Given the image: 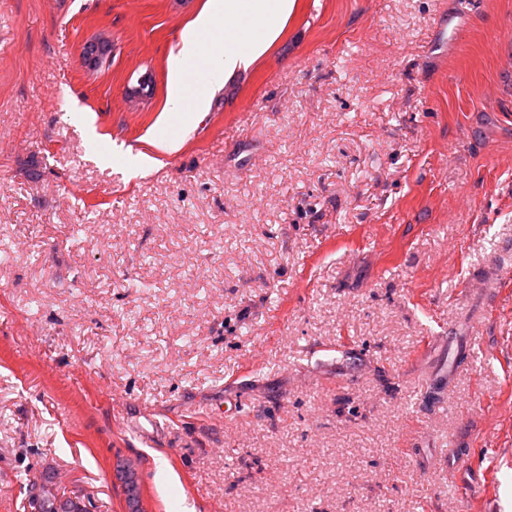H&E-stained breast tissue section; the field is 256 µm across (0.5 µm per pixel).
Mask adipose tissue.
Segmentation results:
<instances>
[{
  "mask_svg": "<svg viewBox=\"0 0 512 512\" xmlns=\"http://www.w3.org/2000/svg\"><path fill=\"white\" fill-rule=\"evenodd\" d=\"M295 0H206L186 26L171 61L174 87L163 124L188 122L207 111L213 72L232 76L265 55L282 34Z\"/></svg>",
  "mask_w": 512,
  "mask_h": 512,
  "instance_id": "adipose-tissue-1",
  "label": "adipose tissue"
}]
</instances>
